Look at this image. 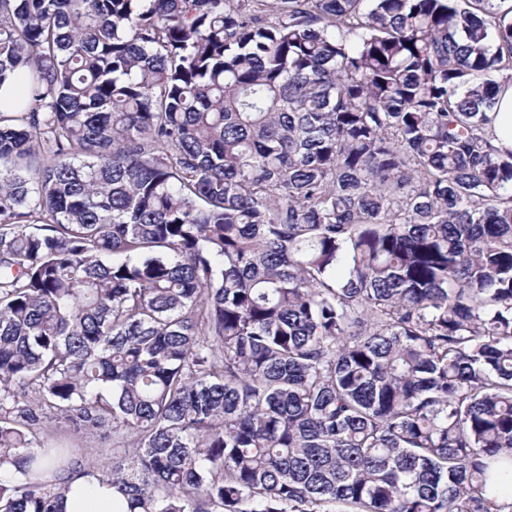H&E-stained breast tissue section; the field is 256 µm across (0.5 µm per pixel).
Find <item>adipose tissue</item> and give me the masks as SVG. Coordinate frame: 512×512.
Segmentation results:
<instances>
[{"label": "adipose tissue", "mask_w": 512, "mask_h": 512, "mask_svg": "<svg viewBox=\"0 0 512 512\" xmlns=\"http://www.w3.org/2000/svg\"><path fill=\"white\" fill-rule=\"evenodd\" d=\"M63 512H131L126 496L89 472L63 474Z\"/></svg>", "instance_id": "ef3b65f1"}]
</instances>
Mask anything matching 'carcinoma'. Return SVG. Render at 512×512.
<instances>
[{"label": "carcinoma", "mask_w": 512, "mask_h": 512, "mask_svg": "<svg viewBox=\"0 0 512 512\" xmlns=\"http://www.w3.org/2000/svg\"><path fill=\"white\" fill-rule=\"evenodd\" d=\"M0 512L112 429L133 512H502L512 0H0ZM491 116L493 117L491 131L496 146L512 150V82L502 85Z\"/></svg>", "instance_id": "cac0c4a2"}]
</instances>
